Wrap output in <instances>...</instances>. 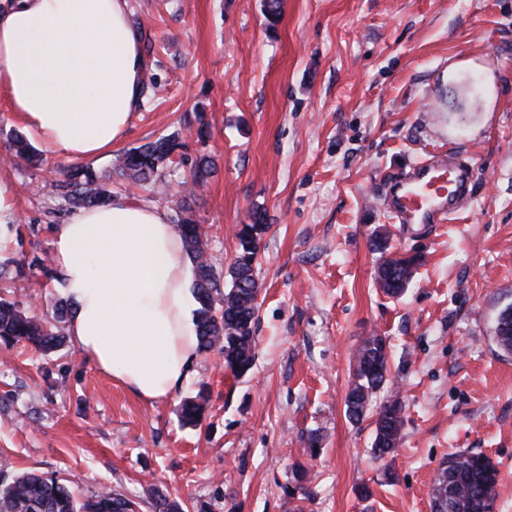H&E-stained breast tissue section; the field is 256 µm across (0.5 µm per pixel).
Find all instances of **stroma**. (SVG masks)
Segmentation results:
<instances>
[{
    "label": "stroma",
    "instance_id": "obj_1",
    "mask_svg": "<svg viewBox=\"0 0 512 512\" xmlns=\"http://www.w3.org/2000/svg\"><path fill=\"white\" fill-rule=\"evenodd\" d=\"M129 8L145 103L90 165L169 216L173 183L129 187L118 156L175 130L189 158L209 154L216 171L191 206L223 271L240 226L264 213L255 365L237 378L218 353L198 354L180 390L146 402L73 341L50 353L0 345V458L81 497L112 487L142 512L159 491L184 512H431L440 463L477 452L499 471L497 512H512V355L493 340L512 305V0H282L274 24L264 0ZM20 128L0 98V169L19 190L0 270L26 266L21 308L46 317L61 285L31 261L52 252L68 214L36 185L63 164L11 160ZM445 152L471 166V200L445 224L393 223L385 182ZM396 253L422 258L399 298L375 280ZM374 334L390 357L371 404L398 392L404 417L380 459L372 419L345 413L354 357ZM200 391L205 417L183 426L181 403Z\"/></svg>",
    "mask_w": 512,
    "mask_h": 512
}]
</instances>
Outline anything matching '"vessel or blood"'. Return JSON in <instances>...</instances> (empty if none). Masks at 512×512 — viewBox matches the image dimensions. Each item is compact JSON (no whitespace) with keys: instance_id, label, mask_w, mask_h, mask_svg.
Wrapping results in <instances>:
<instances>
[{"instance_id":"b4317fda","label":"vessel or blood","mask_w":512,"mask_h":512,"mask_svg":"<svg viewBox=\"0 0 512 512\" xmlns=\"http://www.w3.org/2000/svg\"><path fill=\"white\" fill-rule=\"evenodd\" d=\"M467 169L430 158L415 166L412 173L397 183L389 196L388 207L404 224H442L457 211L469 181Z\"/></svg>"}]
</instances>
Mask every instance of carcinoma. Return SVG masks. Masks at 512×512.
I'll return each instance as SVG.
<instances>
[{"label": "carcinoma", "instance_id": "cac0c4a2", "mask_svg": "<svg viewBox=\"0 0 512 512\" xmlns=\"http://www.w3.org/2000/svg\"><path fill=\"white\" fill-rule=\"evenodd\" d=\"M186 149L180 134L160 135L126 153L120 175L139 185L171 179L185 164ZM10 150L15 157L38 165L39 158L23 136L13 135ZM212 170L207 157L196 159L192 179L181 181L190 189L181 195L171 220L194 267L198 351L220 350L224 367L242 376L252 369L255 360L253 328L259 311L256 266L260 240L268 225L262 213L254 211L251 222L241 225L237 232L239 250L227 273L216 271L202 226L187 204ZM62 175L63 178L50 182L48 191L58 198L64 210L105 204L114 197L111 183L89 166H71ZM420 262L415 254L386 258L377 271L381 288L393 297L402 295ZM511 322L510 305L499 312L494 330L495 343L505 355H512V334L503 331L501 325ZM20 342L47 352L62 345L63 334L48 327L46 321L22 312L17 303L0 298V345ZM353 370L354 384L346 398V413L358 423L370 410L372 394L387 381L388 353L383 337L372 335L364 341ZM205 411L206 402L198 397L188 399L182 405V419L197 425ZM402 427V403L400 398L393 397L376 410L373 451L377 457L383 458L396 450ZM497 483L498 470L489 457L470 452L454 454L437 470L431 512H495ZM136 508L135 501L110 489L80 499L56 477L36 472L13 474L8 463L0 464V512H136Z\"/></svg>", "mask_w": 512, "mask_h": 512}]
</instances>
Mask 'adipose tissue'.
<instances>
[{
  "instance_id": "adipose-tissue-1",
  "label": "adipose tissue",
  "mask_w": 512,
  "mask_h": 512,
  "mask_svg": "<svg viewBox=\"0 0 512 512\" xmlns=\"http://www.w3.org/2000/svg\"><path fill=\"white\" fill-rule=\"evenodd\" d=\"M145 58L128 0H0V90L48 154H110L144 104ZM53 251L75 346L139 398L172 396L197 356L183 240L126 195L72 211Z\"/></svg>"
}]
</instances>
